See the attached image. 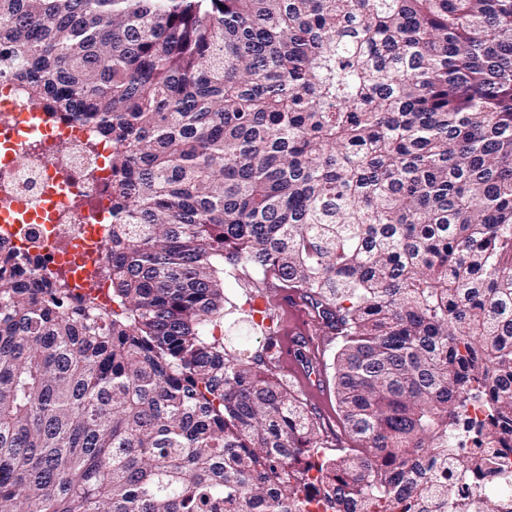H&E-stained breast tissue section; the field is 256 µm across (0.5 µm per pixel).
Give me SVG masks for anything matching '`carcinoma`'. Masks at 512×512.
<instances>
[{"mask_svg": "<svg viewBox=\"0 0 512 512\" xmlns=\"http://www.w3.org/2000/svg\"><path fill=\"white\" fill-rule=\"evenodd\" d=\"M4 82L112 146V308L6 262L0 512H504L512 0H0ZM238 273L359 446L217 335ZM274 301L278 305H274L268 300V303L272 309L274 315V323L277 326L278 332L283 327L286 320V311L292 318V323L288 329H284L281 333V348L283 350V368L278 363V372L280 376L292 387V389L298 393L303 399V402L307 405L309 410L317 412L327 419L331 420L334 428L336 427V386L334 385L333 370H332V359L336 348V342L329 344L327 336H322L320 345H318V351L316 353V361L320 364L324 383H325V398L328 401L330 413L324 414L315 401L310 399L304 392L309 396L317 400L322 401V379L314 366V360L309 357L304 360H298L293 355V350L296 348L298 342H305L311 344V335L317 332L315 322L309 316L307 310L302 305L300 298L293 290L277 289ZM280 306V307H279ZM283 309H282V308ZM297 382L299 386L292 382L291 378ZM304 391H302L300 388Z\"/></svg>", "mask_w": 512, "mask_h": 512, "instance_id": "carcinoma-1", "label": "carcinoma"}]
</instances>
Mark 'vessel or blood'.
<instances>
[{"label": "vessel or blood", "mask_w": 512, "mask_h": 512, "mask_svg": "<svg viewBox=\"0 0 512 512\" xmlns=\"http://www.w3.org/2000/svg\"><path fill=\"white\" fill-rule=\"evenodd\" d=\"M274 301L292 318L289 328L285 329L280 336L283 368L304 392L312 398H320L323 388L322 379L312 359L299 360L293 355L298 343L310 342L312 335L317 330L316 324L295 291L277 289Z\"/></svg>", "instance_id": "vessel-or-blood-1"}]
</instances>
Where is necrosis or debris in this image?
Wrapping results in <instances>:
<instances>
[{"mask_svg": "<svg viewBox=\"0 0 512 512\" xmlns=\"http://www.w3.org/2000/svg\"><path fill=\"white\" fill-rule=\"evenodd\" d=\"M18 85L0 91V254L37 266L42 279L111 258V172L91 125L43 113Z\"/></svg>", "mask_w": 512, "mask_h": 512, "instance_id": "1", "label": "necrosis or debris"}]
</instances>
